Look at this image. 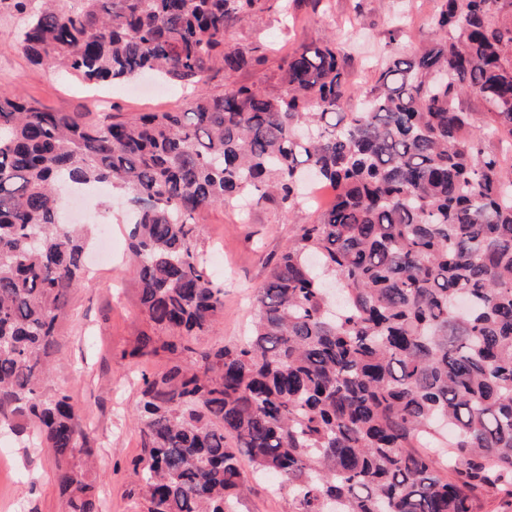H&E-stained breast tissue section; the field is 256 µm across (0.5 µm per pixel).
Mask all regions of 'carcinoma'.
<instances>
[{
	"mask_svg": "<svg viewBox=\"0 0 512 512\" xmlns=\"http://www.w3.org/2000/svg\"><path fill=\"white\" fill-rule=\"evenodd\" d=\"M12 0L29 58L92 84L153 72L221 94L87 121L0 91V429L35 425L69 512H99L88 445L48 357L83 274L61 190L126 197L143 314L145 512H234L239 464L289 512H488L512 499V0H437L436 38L387 55L358 112L336 43L288 53L280 88L230 82L227 31L267 0ZM466 100L482 104L471 112ZM335 191L271 261L241 345L198 350L224 308L194 215L241 195Z\"/></svg>",
	"mask_w": 512,
	"mask_h": 512,
	"instance_id": "cac0c4a2",
	"label": "carcinoma"
}]
</instances>
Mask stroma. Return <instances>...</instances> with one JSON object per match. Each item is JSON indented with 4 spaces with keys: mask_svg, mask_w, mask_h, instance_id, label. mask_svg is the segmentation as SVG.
Segmentation results:
<instances>
[{
    "mask_svg": "<svg viewBox=\"0 0 512 512\" xmlns=\"http://www.w3.org/2000/svg\"><path fill=\"white\" fill-rule=\"evenodd\" d=\"M434 9L435 0H296L292 25L278 8L264 10L226 35L230 46L258 49L262 57L231 80L275 89L290 48L328 39L342 48L344 73L354 90L343 109L359 111L360 92L374 84L383 55L407 57L431 41L428 19ZM23 24L11 0H0V91L54 112H86L103 100L109 112L124 118L173 110L190 98L188 91L170 85L155 91L146 77L134 84L94 87L64 76L50 63L32 62L20 43ZM332 197L329 189L318 197L307 193L291 210L253 197L244 217L234 203L195 215L197 249L224 289V310L201 335L200 346L232 345L247 336L253 297L270 260L285 248L297 225L315 219ZM75 213L92 227L94 243L87 251V276L70 295L44 387L47 394L64 392L72 398L96 450L93 480L102 512H143V501L134 493V467L145 456L135 421L138 374L162 370L171 356L138 365L129 356L151 326L141 312L129 261L130 227L122 222L118 196L102 190L77 200ZM0 512H67L52 449L25 435L0 432ZM237 512H288V492L276 490L270 479L253 481Z\"/></svg>",
    "mask_w": 512,
    "mask_h": 512,
    "instance_id": "35a3bbf8",
    "label": "stroma"
}]
</instances>
